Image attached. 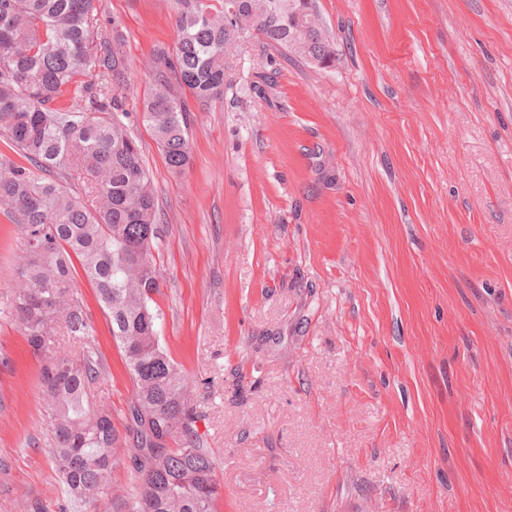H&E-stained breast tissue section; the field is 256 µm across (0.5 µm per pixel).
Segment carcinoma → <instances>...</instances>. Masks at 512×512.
<instances>
[{
  "instance_id": "carcinoma-1",
  "label": "carcinoma",
  "mask_w": 512,
  "mask_h": 512,
  "mask_svg": "<svg viewBox=\"0 0 512 512\" xmlns=\"http://www.w3.org/2000/svg\"><path fill=\"white\" fill-rule=\"evenodd\" d=\"M97 2L0 0V139L21 158L0 155V210L22 240L7 305L39 363L49 451L73 502L112 497L124 452L135 471L128 512H217L218 461L201 447L187 378L159 342L156 190L125 123L128 64L117 39L98 40ZM302 7L316 28L295 27ZM173 10L176 40L151 54L140 119L175 172L190 161L193 106L222 97L244 39L286 51L291 36L314 65L335 60L313 0H173ZM76 258L132 382L128 448L111 410L87 404L99 367Z\"/></svg>"
}]
</instances>
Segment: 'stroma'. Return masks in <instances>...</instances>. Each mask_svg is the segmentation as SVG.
I'll list each match as a JSON object with an SVG mask.
<instances>
[{"instance_id":"1","label":"stroma","mask_w":512,"mask_h":512,"mask_svg":"<svg viewBox=\"0 0 512 512\" xmlns=\"http://www.w3.org/2000/svg\"><path fill=\"white\" fill-rule=\"evenodd\" d=\"M319 68L252 37L177 174L140 119L172 0H99L157 190L161 343L191 379L219 512H512V0H315ZM0 512H61L33 357L6 305ZM88 401L133 389L92 285Z\"/></svg>"}]
</instances>
